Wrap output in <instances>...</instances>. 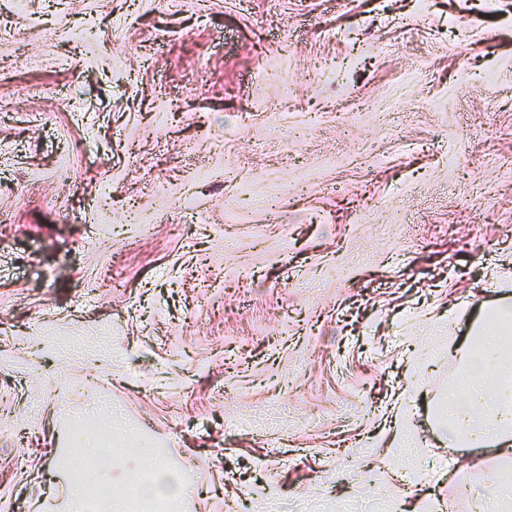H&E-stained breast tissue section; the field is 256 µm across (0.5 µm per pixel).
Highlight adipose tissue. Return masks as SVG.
<instances>
[{
  "instance_id": "adipose-tissue-1",
  "label": "adipose tissue",
  "mask_w": 512,
  "mask_h": 512,
  "mask_svg": "<svg viewBox=\"0 0 512 512\" xmlns=\"http://www.w3.org/2000/svg\"><path fill=\"white\" fill-rule=\"evenodd\" d=\"M471 333L480 342L467 351V396L449 399L438 414L451 449L503 446L512 439V306L488 308Z\"/></svg>"
}]
</instances>
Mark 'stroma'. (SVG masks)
<instances>
[{
	"mask_svg": "<svg viewBox=\"0 0 512 512\" xmlns=\"http://www.w3.org/2000/svg\"><path fill=\"white\" fill-rule=\"evenodd\" d=\"M502 290L512 0H0V512L91 435L174 512H468L512 462L433 411ZM182 490V484L178 480L156 469L153 478L149 482H142L137 487V493L142 496H178L182 493Z\"/></svg>",
	"mask_w": 512,
	"mask_h": 512,
	"instance_id": "1",
	"label": "stroma"
}]
</instances>
